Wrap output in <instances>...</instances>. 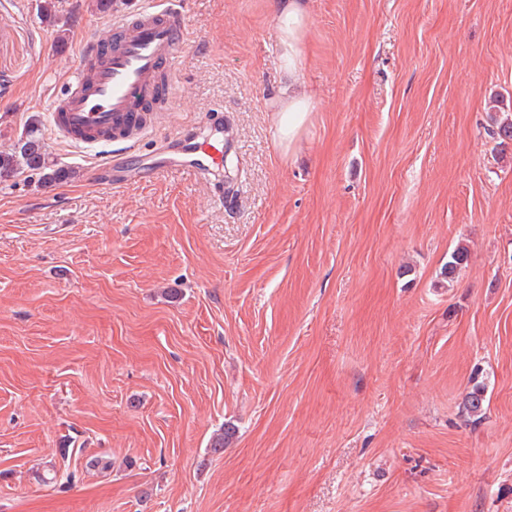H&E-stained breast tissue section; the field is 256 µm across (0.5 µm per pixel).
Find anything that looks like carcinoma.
Segmentation results:
<instances>
[{"mask_svg": "<svg viewBox=\"0 0 512 512\" xmlns=\"http://www.w3.org/2000/svg\"><path fill=\"white\" fill-rule=\"evenodd\" d=\"M39 16L47 25L57 28L56 42L65 43L68 23L77 19L76 7L64 8V0H44L40 4ZM25 171L29 177L37 178L43 187H51L72 176V173L58 166L45 149L41 133V122L35 116L30 117L23 133L14 148L9 152L0 153V179ZM468 251L464 247L455 248L443 265L440 276L446 281L454 279L456 273L467 263ZM484 386L476 383L463 402V410L472 417L482 416L485 396Z\"/></svg>", "mask_w": 512, "mask_h": 512, "instance_id": "obj_1", "label": "carcinoma"}]
</instances>
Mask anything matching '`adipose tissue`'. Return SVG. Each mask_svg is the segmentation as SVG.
<instances>
[{
    "mask_svg": "<svg viewBox=\"0 0 512 512\" xmlns=\"http://www.w3.org/2000/svg\"><path fill=\"white\" fill-rule=\"evenodd\" d=\"M273 16L279 43V68L288 78L275 99L280 118L273 128V140L285 148L298 138L313 109L310 98L298 89L306 62L307 0H273Z\"/></svg>",
    "mask_w": 512,
    "mask_h": 512,
    "instance_id": "obj_1",
    "label": "adipose tissue"
}]
</instances>
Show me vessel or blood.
<instances>
[{"label": "vessel or blood", "instance_id": "obj_1", "mask_svg": "<svg viewBox=\"0 0 512 512\" xmlns=\"http://www.w3.org/2000/svg\"><path fill=\"white\" fill-rule=\"evenodd\" d=\"M194 34L181 0H152L87 36L67 88L55 96L48 119L52 141L91 148L117 146L126 152L172 109V91ZM182 168L210 181L216 197L224 186L216 172L224 163V143L182 128ZM117 153L100 160L112 169Z\"/></svg>", "mask_w": 512, "mask_h": 512}]
</instances>
